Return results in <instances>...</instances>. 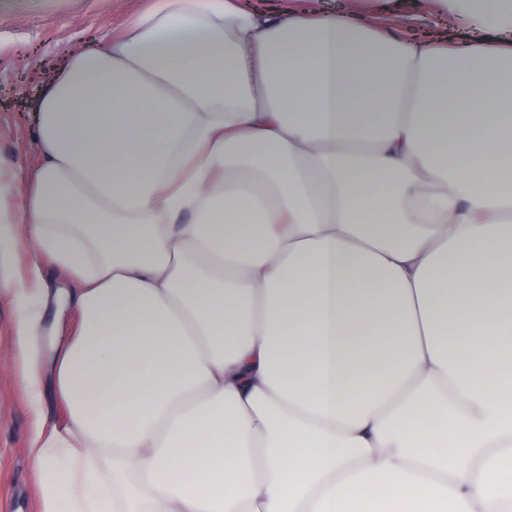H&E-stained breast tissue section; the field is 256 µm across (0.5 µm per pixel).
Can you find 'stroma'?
I'll return each instance as SVG.
<instances>
[{
    "instance_id": "stroma-1",
    "label": "stroma",
    "mask_w": 512,
    "mask_h": 512,
    "mask_svg": "<svg viewBox=\"0 0 512 512\" xmlns=\"http://www.w3.org/2000/svg\"><path fill=\"white\" fill-rule=\"evenodd\" d=\"M146 4L147 0H0V170L11 177V192L22 193L41 159L38 118L45 89L64 73L73 55L104 41ZM365 4L373 24L398 36L439 31L456 45L480 38L512 39V24L481 28L414 0H399L389 10L377 9L375 0ZM36 265L45 283L72 288L66 271L38 262L22 243L10 262L0 266V277L30 289V270ZM29 305L41 315L43 331L36 346L46 365L51 341L75 336L79 315L72 307L57 313L54 305L35 297ZM18 310L12 295H0V512H39L37 479L26 449L38 434L62 428L67 412L53 394L36 401L19 386L24 361L15 337Z\"/></svg>"
}]
</instances>
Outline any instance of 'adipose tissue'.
Segmentation results:
<instances>
[{"mask_svg": "<svg viewBox=\"0 0 512 512\" xmlns=\"http://www.w3.org/2000/svg\"><path fill=\"white\" fill-rule=\"evenodd\" d=\"M39 132L41 512H512V45L153 0ZM29 306L35 312H39L42 322V334L36 340L39 360L49 368L51 348L50 343L53 339H71L76 335L79 315L73 307H69L60 316L57 314L54 303L51 301L44 306L38 297L33 296L29 300Z\"/></svg>", "mask_w": 512, "mask_h": 512, "instance_id": "ef3b65f1", "label": "adipose tissue"}]
</instances>
